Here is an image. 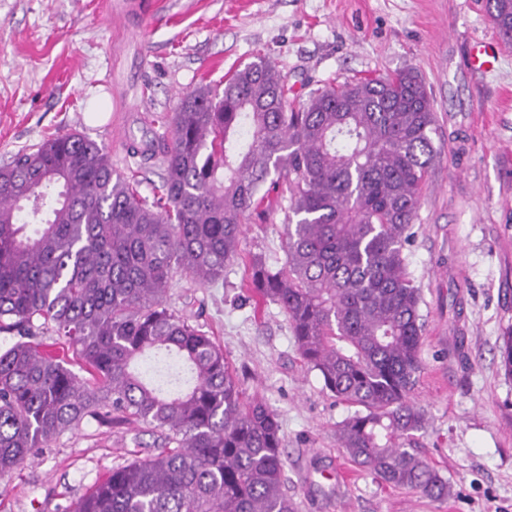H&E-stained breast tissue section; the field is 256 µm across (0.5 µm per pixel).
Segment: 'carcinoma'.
<instances>
[{"label": "carcinoma", "mask_w": 512, "mask_h": 512, "mask_svg": "<svg viewBox=\"0 0 512 512\" xmlns=\"http://www.w3.org/2000/svg\"><path fill=\"white\" fill-rule=\"evenodd\" d=\"M512 44V0H486ZM264 57L184 96L152 198L104 145L57 134L0 165V478L86 417L160 432L156 453L117 467L65 512H297L278 415L244 402L204 331L167 305L180 274L201 284L241 259L242 287L288 316L307 367L359 410L339 428L350 459L442 499L448 480L405 441L421 368L422 302L405 247L439 153L420 75L326 84L298 107ZM287 194L284 259L240 254L245 223ZM65 338L67 356L40 337ZM152 378L134 369L147 352ZM501 366L512 376V331Z\"/></svg>", "instance_id": "1"}]
</instances>
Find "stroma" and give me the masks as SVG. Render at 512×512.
<instances>
[{"mask_svg":"<svg viewBox=\"0 0 512 512\" xmlns=\"http://www.w3.org/2000/svg\"><path fill=\"white\" fill-rule=\"evenodd\" d=\"M125 0H0V164L58 133L104 144L113 167L150 195L160 159L131 144L203 83L266 56L298 96L413 68L431 91L440 152L406 246L420 288L422 369L411 400L425 415L411 445L447 479L436 500L381 481L338 442L354 408L303 362L287 315L221 281L175 277L168 303L219 346L245 399L280 421L298 512H512V377L500 367L512 327V45L492 71L469 52L496 33L485 0H159L137 21ZM108 111L105 122L89 113ZM284 210L252 217L244 250L283 260ZM151 426L92 418L0 480V512H63L112 469L156 448Z\"/></svg>","mask_w":512,"mask_h":512,"instance_id":"stroma-1","label":"stroma"}]
</instances>
